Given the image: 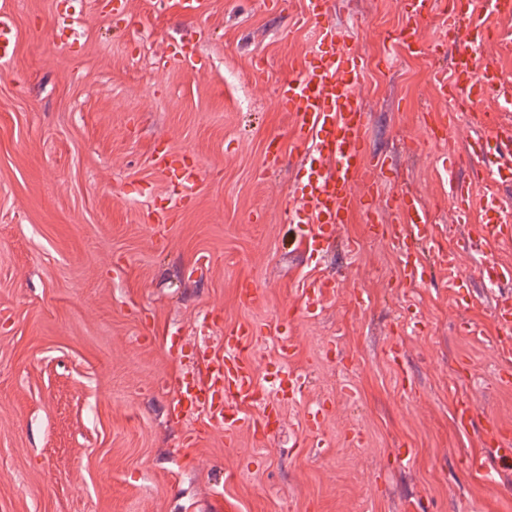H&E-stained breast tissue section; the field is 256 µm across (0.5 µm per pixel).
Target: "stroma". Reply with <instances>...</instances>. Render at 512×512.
<instances>
[{"label": "stroma", "mask_w": 512, "mask_h": 512, "mask_svg": "<svg viewBox=\"0 0 512 512\" xmlns=\"http://www.w3.org/2000/svg\"><path fill=\"white\" fill-rule=\"evenodd\" d=\"M70 2L64 19L56 0H0L17 34L0 63V512H512V469L461 463L512 435L495 347L512 330L494 312L512 281L481 273L512 264V242L482 243L479 207L454 206L452 186L481 188L473 118L433 85L455 53L440 0L420 22L439 50L422 58L383 40L400 0L327 13L366 60V156L392 164L376 210L404 228L396 197L417 195L456 255L445 269L421 252L416 286L363 208L331 244L297 239L292 203L318 163L278 88L319 50L305 0H207L194 16L175 0ZM183 51L192 65L173 63ZM184 161L200 171L186 198ZM322 277L334 292L309 302L303 283ZM240 324L277 424L229 439L178 397ZM459 399L480 426H457Z\"/></svg>", "instance_id": "stroma-1"}]
</instances>
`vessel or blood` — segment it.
<instances>
[{"mask_svg":"<svg viewBox=\"0 0 512 512\" xmlns=\"http://www.w3.org/2000/svg\"><path fill=\"white\" fill-rule=\"evenodd\" d=\"M482 10L459 8L443 10L447 34L457 48L450 74H436L434 84L442 98L452 99L474 112L479 132L471 149H493L494 153L512 148V130L503 124L478 115L477 106L494 87L497 67L480 52L483 36L494 19L512 14V0H485ZM320 52L310 60L297 64L292 77L280 86V104L293 118V135L297 143L328 162L327 170L313 171L305 191L294 209L309 223L307 238L317 242L334 236L337 227L346 223L359 198L380 196L383 174L389 172L387 158L365 163L364 114L355 92L360 68L357 53L345 44L344 35L335 25L320 27ZM397 209L406 215L405 233H397L393 242L406 253L403 273L413 285L423 283V267L411 259L418 245H435L434 227L427 209L418 198L405 194L398 198ZM481 239L498 242L512 238V220L508 219L499 201L487 196L480 205ZM252 339L250 330L235 327L224 332V355L212 366L215 385L223 394L217 398H200L190 385H183L182 394L200 402L219 422L230 430L247 429L260 432L266 423L242 411L244 403L259 402L260 396L251 364L244 351Z\"/></svg>","mask_w":512,"mask_h":512,"instance_id":"1","label":"vessel or blood"}]
</instances>
